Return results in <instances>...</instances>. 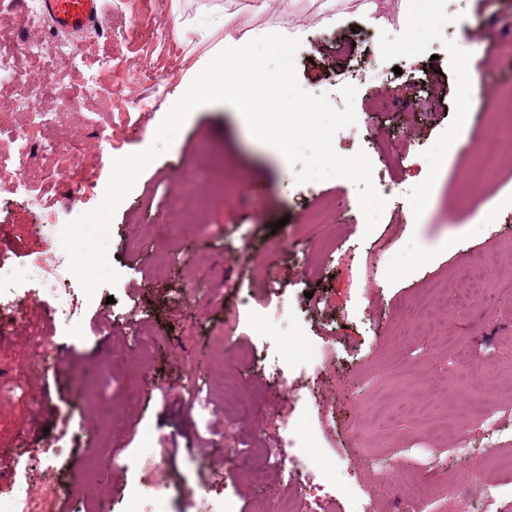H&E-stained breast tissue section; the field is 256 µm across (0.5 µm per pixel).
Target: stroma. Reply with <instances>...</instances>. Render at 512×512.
<instances>
[{
  "mask_svg": "<svg viewBox=\"0 0 512 512\" xmlns=\"http://www.w3.org/2000/svg\"><path fill=\"white\" fill-rule=\"evenodd\" d=\"M30 15L0 14V53L39 96L0 113V152L10 153L29 130L27 154L15 158L19 178L41 189L0 191V258L34 267L52 246L47 227L64 224L101 201L114 158L147 148L186 77L223 41L254 29H303L297 78L307 93L331 94L357 54L380 53L385 78L359 81L354 100L356 136L337 138L344 156L364 151L383 177L387 200L367 230L358 190L332 178L298 183L296 170L276 148L256 140L243 115L223 103L195 109L170 150L142 173L119 205L109 261L121 278L101 286L83 308L72 336L50 316L55 303L36 284L24 288L25 320L0 306V381L16 384L0 397V500L13 477L39 490L59 483L64 512H200L201 502L233 501L232 512H285L299 499L303 474L255 484L252 468L226 462L214 439L226 422L221 399L228 384L251 405L233 424L240 439L274 442L282 417L312 438L300 454L328 457L333 505L327 512H450L460 496L486 483L501 485L499 512H512V470L487 461L488 445L512 449V415L498 437L482 417L450 416L453 407L512 403V139L503 127L512 88V0H450L440 32L403 11V0H379L378 24L364 21V0H349L344 19L325 24L310 0H102L104 23L75 39V54L36 66L28 41L60 38L42 0H21ZM230 16L231 23L217 25ZM183 23L176 34L175 23ZM477 63V94L461 96L468 58ZM66 73L52 83L50 72ZM443 98L445 111L410 106L412 88ZM66 104L55 122L30 129L45 97ZM468 112L456 128L459 112ZM473 153L443 154L447 134ZM438 151L434 166L418 154ZM499 157L500 174H477L478 151ZM97 185L75 193L79 178ZM203 200L200 221L171 227L186 177ZM327 204L325 256L306 223L311 205ZM179 258L163 279L152 272L169 235ZM273 274L269 288L264 276ZM250 303L265 317L266 337L247 326L225 341L228 311ZM432 309L431 319L406 321L402 304ZM123 312L154 344L143 356ZM406 343H397L401 328ZM55 336L63 366H44L39 339ZM270 342L290 370L275 388L259 360L242 349ZM467 350L472 367L496 362L478 391L460 388L455 366ZM113 361L111 384L99 377ZM196 373L209 387L208 410L189 404L185 383ZM310 395L303 404L302 395ZM413 405L409 416L379 422L377 410ZM70 417L73 440L63 459L28 462ZM455 425L473 450L453 451ZM153 451L159 467L137 461ZM433 466L432 488L415 477L390 483L393 469Z\"/></svg>",
  "mask_w": 512,
  "mask_h": 512,
  "instance_id": "1",
  "label": "stroma"
}]
</instances>
